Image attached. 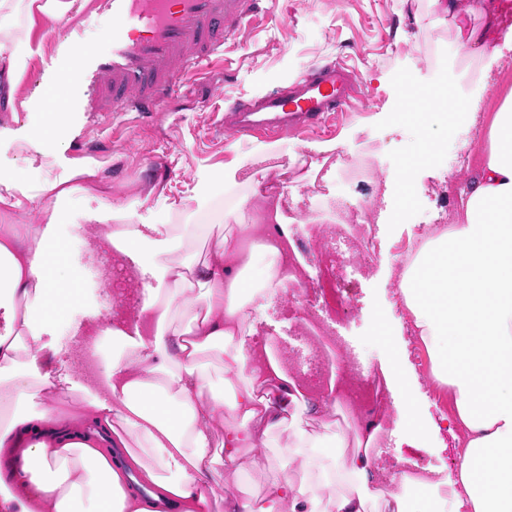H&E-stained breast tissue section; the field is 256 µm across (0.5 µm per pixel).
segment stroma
Masks as SVG:
<instances>
[{
	"mask_svg": "<svg viewBox=\"0 0 512 512\" xmlns=\"http://www.w3.org/2000/svg\"><path fill=\"white\" fill-rule=\"evenodd\" d=\"M483 10L480 16L463 12L449 17L433 0H275L271 15L228 41L223 73L188 79L184 91L174 92L161 111L116 118L83 111L86 83L60 80L68 37L36 26L31 34L34 54L18 90L22 106L0 111V171L31 182L60 180L74 164L91 160L100 168V190L93 198L74 194L63 207L69 294L42 336L45 348L38 364L49 386L28 399V408L38 409L52 397L64 412L81 417L87 402L103 392L106 364L122 351L104 333L112 323L113 307L122 306V317L128 320L141 298L142 281L104 268L105 255L93 246L99 228L87 223L86 213L112 203L137 224H194L200 214H207L209 228L185 235L171 256L178 265L200 263L219 238L244 241L247 225L257 221L249 185L242 182L227 190L219 180L224 166L240 161L243 175L263 176L277 193H288L286 218L305 240L311 225L321 221L320 202L343 193L369 201L379 240L377 256L349 272L351 306L333 327L377 373L388 359L385 342L374 335L376 322H383L389 334L406 343V366L421 384L420 409L436 420L451 414L447 388L432 382L430 364L420 363L416 355L421 341L412 336L410 316L398 295L397 250L419 225L450 223L456 190L474 174L485 144L474 129L447 128L443 115H417L408 90L430 96L459 93L479 103L482 117H490L501 96L512 89V8L499 10L489 0ZM489 14L494 17L492 40L501 53L497 62L469 58L461 47L471 28L488 23ZM341 59L356 66L364 93L334 125L283 136L272 152L264 151L263 139L225 134V100L261 98L316 64ZM46 89L68 109L71 123L65 138L43 143L48 164L36 173L28 171L20 144L37 129L36 109ZM324 145L364 158L370 178L347 184L332 171L318 180L302 172L303 158L319 156ZM232 207L238 210L237 222L222 224V214ZM244 313L247 345L272 344L288 376L299 378L296 363L305 340L285 290H277L269 301L258 297L247 302ZM380 402L390 430L379 443L378 475L401 470L411 459L430 469L434 481L447 482L455 460L450 433L440 431L410 447L388 392H381ZM293 442L291 431L285 430L272 435L267 446L246 450L241 470L230 479L232 492L241 497L257 494L286 476L302 481L299 459L282 454Z\"/></svg>",
	"mask_w": 512,
	"mask_h": 512,
	"instance_id": "stroma-1",
	"label": "stroma"
}]
</instances>
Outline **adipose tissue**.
Segmentation results:
<instances>
[{
    "label": "adipose tissue",
    "instance_id": "1",
    "mask_svg": "<svg viewBox=\"0 0 512 512\" xmlns=\"http://www.w3.org/2000/svg\"><path fill=\"white\" fill-rule=\"evenodd\" d=\"M76 0H0V106L14 110L16 92L33 54L29 31L42 21L59 22ZM485 154L458 193L455 220L427 235L399 282L412 332L425 345L433 381L453 399L448 429L456 441V472L448 481L453 512H512V91L501 99L484 131ZM78 186L64 180L28 183L0 172V309L14 335L0 336V371H13L16 402L28 399L31 373L18 369L21 351H38L44 331L35 312L40 300L59 301L68 282L59 259L62 204L74 191L95 193L94 164L71 170ZM40 206L38 224H16L14 212ZM127 214L109 205L89 212L102 226L101 244L117 251L129 276L151 273L159 281H197L202 301L182 298L186 330H170L172 299L145 286L137 320L114 323L123 352L104 372L106 397L94 398L83 414L108 442L81 441L74 422L56 402L14 414L0 424V450L22 447L15 486L29 491L21 512H416L406 491L428 485L424 473L400 472V492L377 486L373 461L383 431L373 423L358 429L352 457L300 428L297 413L326 412L329 400L313 401L289 378L280 361L259 350L244 352L233 341L242 331L240 309L253 284L251 263L231 239L220 238L200 266L170 260L176 240L166 224L126 228ZM224 356L229 409L238 425L224 430L223 454L210 453V422L219 401L208 390L202 357ZM395 347L382 373L393 405L404 419L410 446L439 425L415 404L416 383L401 368ZM294 431L300 447L319 449L327 465L303 459L312 482L284 478L266 492L241 499L224 490V471L242 449L267 444L282 429ZM335 487L321 502L318 487Z\"/></svg>",
    "mask_w": 512,
    "mask_h": 512
}]
</instances>
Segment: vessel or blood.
Segmentation results:
<instances>
[{
    "instance_id": "vessel-or-blood-1",
    "label": "vessel or blood",
    "mask_w": 512,
    "mask_h": 512,
    "mask_svg": "<svg viewBox=\"0 0 512 512\" xmlns=\"http://www.w3.org/2000/svg\"><path fill=\"white\" fill-rule=\"evenodd\" d=\"M270 0H88L86 15L112 18L106 53L81 55L92 89L90 112H157L189 76L224 62V46L242 27L267 15ZM362 86L344 62L298 77L260 101L224 114L233 136L276 138L326 124L358 98Z\"/></svg>"
}]
</instances>
